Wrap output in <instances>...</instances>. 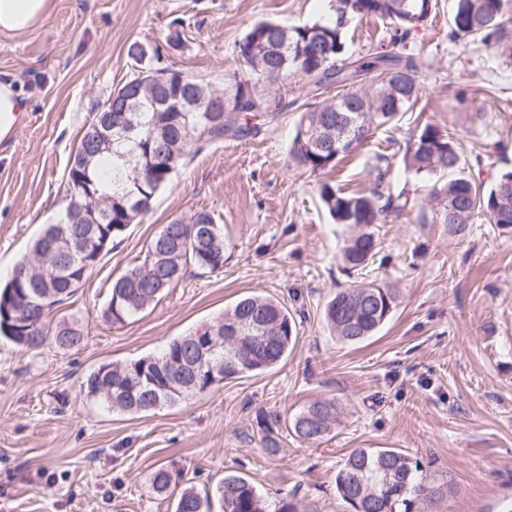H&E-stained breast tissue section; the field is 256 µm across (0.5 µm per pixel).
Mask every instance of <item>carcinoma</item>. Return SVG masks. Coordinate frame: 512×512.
Returning <instances> with one entry per match:
<instances>
[{
  "instance_id": "carcinoma-1",
  "label": "carcinoma",
  "mask_w": 512,
  "mask_h": 512,
  "mask_svg": "<svg viewBox=\"0 0 512 512\" xmlns=\"http://www.w3.org/2000/svg\"><path fill=\"white\" fill-rule=\"evenodd\" d=\"M437 0H330L324 22L283 25L273 21L253 23L235 46L236 56L252 75L224 88L222 111L212 121L204 112H170L154 108L160 88L154 86L159 71L147 70L129 79L112 95L136 97L138 112H112L104 102L86 121L68 171L67 206L58 221L44 226L29 253L18 261L8 278L0 282V337L29 350L46 343L60 351L78 348L84 341L79 321L48 325L51 309L72 297L91 277L101 256L115 239L145 215L157 192L166 187L185 157L200 142L241 138L252 128L237 122L241 112H275L280 102L264 96L258 85L282 75L298 73L317 88L358 83L371 78L342 98L355 105L353 123L345 144L334 152L314 147L323 130L336 124V113L318 104L302 113L290 155L295 165L314 174L332 167L336 160L367 145L373 130L397 120L421 100L418 74L428 66L418 53H395L377 47L358 60L347 56L345 31L355 20L373 17L394 25V39L404 40L427 25ZM505 0H454L451 35L457 40L479 42L512 58V44L500 37ZM171 96L190 94L201 100L217 98L204 81L184 72L169 74ZM110 119L114 124L134 125L126 135L120 129L109 139L94 132V125ZM385 158L377 156L372 187L363 193H344L324 182L320 200L332 221L350 229L340 251L347 270L362 271L379 254L375 226L391 213L404 209L402 194H394ZM405 165L417 175H449L432 184L427 198L436 218L448 231L463 234L475 216L483 214L493 224L512 226V171L502 173L484 191L465 175L466 162L450 132L427 124L413 138ZM224 225L214 214L198 211L187 221L166 224L153 236L142 259L112 281L104 318L124 324L158 301L193 267L214 272L224 267ZM398 292L387 284L352 285L336 292L324 309V318L343 342L357 343L372 335L396 307ZM264 324L261 332H242L234 353L219 348L202 355V340L213 331L247 321ZM296 336V324L280 302L259 294L239 299L224 314L203 322L172 340L158 356L112 364L90 373L84 390L108 409L142 414L177 406L206 393L228 379L242 378L277 364ZM234 360L227 361L228 355ZM203 362L197 385L184 386L178 370ZM221 363L212 372L207 364ZM336 421V404L320 399L306 406L292 422L294 435L316 441L330 432ZM336 490L352 512H417L451 486L434 485L420 461L395 448H356L336 475ZM217 493L222 512H300L296 502L280 500L270 508L268 500L246 478L226 474ZM176 512H211L209 496L189 487L181 493Z\"/></svg>"
}]
</instances>
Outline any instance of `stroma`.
Wrapping results in <instances>:
<instances>
[{"label": "stroma", "instance_id": "obj_1", "mask_svg": "<svg viewBox=\"0 0 512 512\" xmlns=\"http://www.w3.org/2000/svg\"><path fill=\"white\" fill-rule=\"evenodd\" d=\"M452 9L453 0H438L433 22L407 38L408 51L430 63L418 76L422 99L366 148L320 174L296 168L289 148L302 112L340 89L288 76L271 88L282 110L249 118L246 139L190 154L53 311L55 321L79 319L82 347L25 350L0 338V512H174L184 488L214 493L227 473L273 504L293 497L305 512H348L336 475L356 448L401 449L435 484H450L429 512H499L512 500V227L482 216L465 234L449 233L426 215L428 177L404 169L412 136L429 123L453 133L483 188L512 170V60L451 39ZM328 13L329 0H54L31 29L0 34V78L29 101L25 124L0 144V277L64 210L79 132L116 87L169 68L223 89L248 76L235 44L252 23ZM178 26L186 38L173 48L167 36ZM392 36L389 23L355 22L347 50L359 56ZM135 41L149 49L144 61L128 54ZM379 154L408 202L377 227L378 265L349 274L337 259L348 230L331 223L319 187L366 191ZM200 210L224 226L223 268L186 273L128 323L104 322L113 279L165 224ZM373 281L398 290L396 308L375 336L339 341L325 303L336 289ZM251 293L279 300L295 319L296 339L276 366L145 415L86 396L83 383L100 365L158 354ZM319 399L335 402L336 423L320 440L300 441L291 421ZM161 468L171 484L159 494L152 480Z\"/></svg>", "mask_w": 512, "mask_h": 512}]
</instances>
